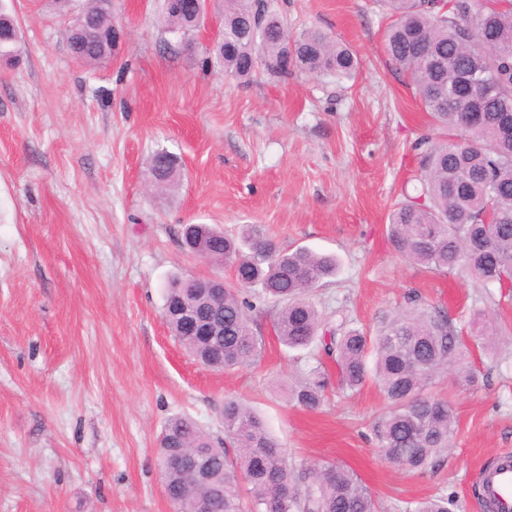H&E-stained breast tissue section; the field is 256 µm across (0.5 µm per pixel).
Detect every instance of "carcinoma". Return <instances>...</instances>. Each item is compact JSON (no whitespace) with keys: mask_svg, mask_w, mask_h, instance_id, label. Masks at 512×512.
<instances>
[{"mask_svg":"<svg viewBox=\"0 0 512 512\" xmlns=\"http://www.w3.org/2000/svg\"><path fill=\"white\" fill-rule=\"evenodd\" d=\"M392 13L384 50L415 85L434 123L448 141L421 140L419 195L395 208L388 236L410 261L435 271L462 268L480 287H508L502 276L512 270V0H386ZM164 30L179 41L193 38L198 27L189 14L158 0ZM13 17L0 3V58L18 55ZM72 58L85 67L112 59V13L97 0H86L65 30ZM202 70L221 67L244 82L262 71L288 77L296 70L350 81L359 60L326 33L309 29L291 38L279 0H224L213 43L200 49ZM475 106L483 120L469 124L465 113ZM150 184L159 191L175 187L178 159L160 150L148 165ZM201 238L213 262L234 269L224 297L204 305L224 320V335L190 334L173 314L186 297L184 277L167 285L164 311L172 335L203 364L222 369L250 365L262 355L253 329L256 304L248 289L279 305L274 319L278 341L289 350H306L333 360L342 389L351 393L374 380L389 410L373 423L381 456L387 463L422 472L440 462L454 431L453 410L430 392L442 371L458 383L474 382L462 366L464 330L441 310L386 315L370 336L340 322L324 328L309 292L336 275V258L304 246L280 249L259 229L237 241L209 224L184 226V239ZM466 327L491 354L498 333L481 310ZM327 381L314 369L289 397L297 406H323ZM224 438L216 439L188 417H170L159 438L160 479L181 512H196L213 502L214 486L224 496L214 512H380V504L344 467L325 462L296 470L264 422L245 403H224ZM190 448L207 461L211 481L199 482L166 460Z\"/></svg>","mask_w":512,"mask_h":512,"instance_id":"carcinoma-1","label":"carcinoma"}]
</instances>
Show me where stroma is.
<instances>
[{"label":"stroma","mask_w":512,"mask_h":512,"mask_svg":"<svg viewBox=\"0 0 512 512\" xmlns=\"http://www.w3.org/2000/svg\"><path fill=\"white\" fill-rule=\"evenodd\" d=\"M290 33L317 28L360 60L355 80L260 73L243 83L204 72L165 46L153 0H114L124 39L90 69L72 59L70 16L55 0H11L16 66H0V512H173L158 441L182 415L224 433L226 400L247 403L295 468L333 461L353 471L384 512H415L442 495L453 512H488L480 467L512 453V292L418 266L387 238L395 205L420 184L423 136L439 138L406 76L384 52L383 0H280ZM178 157V187L147 186V163ZM255 227L280 248L336 256L312 298L326 324L375 333L382 314L423 307L455 323L472 308L501 330L496 356L467 339L473 385L440 376L455 429L439 466L385 463L372 432L387 404L375 385L346 394L326 364L316 411L288 396L316 366L281 346L264 305L261 359L229 372L187 355L163 317L174 275L232 268L195 256L181 232Z\"/></svg>","instance_id":"stroma-1"}]
</instances>
